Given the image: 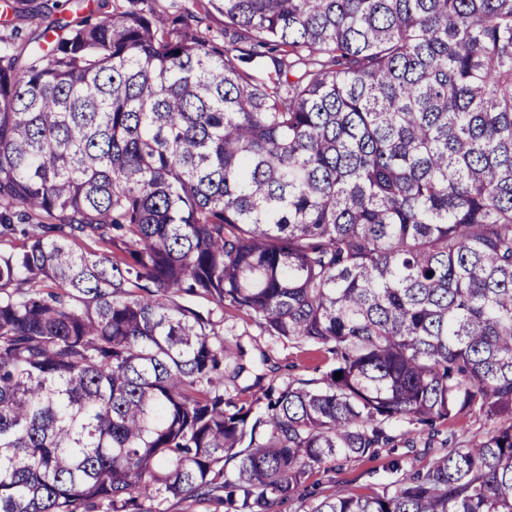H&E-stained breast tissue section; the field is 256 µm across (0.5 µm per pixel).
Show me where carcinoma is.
Instances as JSON below:
<instances>
[{"mask_svg": "<svg viewBox=\"0 0 512 512\" xmlns=\"http://www.w3.org/2000/svg\"><path fill=\"white\" fill-rule=\"evenodd\" d=\"M207 2L232 46L202 0L0 46V512H274L462 413L308 512H512V0ZM180 292L335 366L239 404ZM493 422L485 421L481 416L476 415H458L449 418L439 427V435L430 449L431 454H438L444 452L447 448H442L441 442L448 438V433L455 432L461 444H465V441L469 440L476 434H483L488 430L492 429ZM409 448H404L399 444L394 454H387L383 450L380 457L373 461L362 463H351L340 471L331 470L328 472H316L308 480L309 484H319V494L317 499L307 500L295 499L294 501H284L276 508L277 512H298L307 510L309 506L314 505L317 500L333 495L337 487L350 489L355 493L368 494L378 489L381 485L401 479L406 473L414 471L422 465V459L414 457L413 453H407ZM400 458V468L398 470L389 467V461L392 458ZM161 512H224V505L217 502L199 503L192 498H170L160 507Z\"/></svg>", "mask_w": 512, "mask_h": 512, "instance_id": "obj_1", "label": "carcinoma"}]
</instances>
